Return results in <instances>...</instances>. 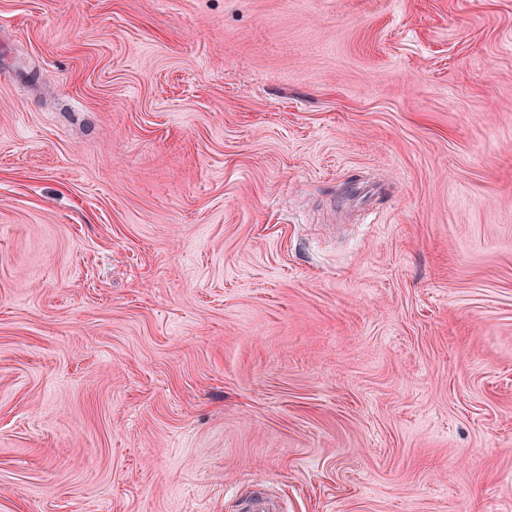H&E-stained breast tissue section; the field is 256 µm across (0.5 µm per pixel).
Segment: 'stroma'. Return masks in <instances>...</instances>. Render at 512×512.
I'll return each mask as SVG.
<instances>
[{
  "label": "stroma",
  "mask_w": 512,
  "mask_h": 512,
  "mask_svg": "<svg viewBox=\"0 0 512 512\" xmlns=\"http://www.w3.org/2000/svg\"><path fill=\"white\" fill-rule=\"evenodd\" d=\"M512 512V0H0V512ZM279 502L265 491H255L245 500V512H280Z\"/></svg>",
  "instance_id": "obj_1"
}]
</instances>
